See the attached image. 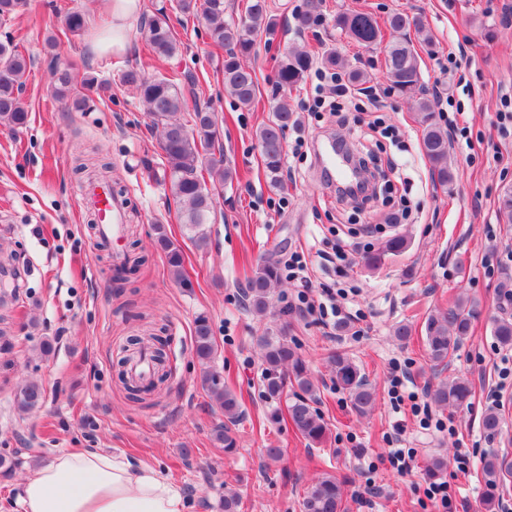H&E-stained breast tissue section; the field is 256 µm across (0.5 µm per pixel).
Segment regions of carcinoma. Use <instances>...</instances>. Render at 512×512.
I'll return each mask as SVG.
<instances>
[{"instance_id":"obj_1","label":"carcinoma","mask_w":512,"mask_h":512,"mask_svg":"<svg viewBox=\"0 0 512 512\" xmlns=\"http://www.w3.org/2000/svg\"><path fill=\"white\" fill-rule=\"evenodd\" d=\"M322 0H306L304 9L295 16V26L306 30L316 25L321 13ZM175 9L187 15H202L206 34L211 43L225 49L223 80L224 91L236 102L250 108L257 97L255 71L247 60L256 55L257 38L271 34L277 28V19L271 14L267 0H249L245 17L240 20L225 18L224 0H177ZM336 28L358 45L372 48L382 40V31L369 13L342 11L336 13ZM392 39L385 57L388 89L394 95L409 98L420 91L415 108L422 127L421 151L430 164L434 180L446 186L454 179V168L449 154L448 131L439 124L434 101L422 91L420 84V56L410 32L429 43L422 20L404 13L389 17ZM65 30L81 35L86 30V18L78 11L65 14ZM146 40L153 55L171 59L179 51V42L174 36L167 14L161 6L147 23ZM313 65L311 52L304 48L286 51L278 65L274 91L279 98L302 84ZM29 60L9 43L0 42V125L19 129L26 125L28 110L21 98L26 80ZM55 94L62 100L73 99L77 106L84 98L75 96L77 77L68 67L53 69ZM124 81L133 87L147 107L151 127L158 134L165 159L164 178L170 192L179 204L178 219L191 233V239L200 247L208 243L204 225L214 215L216 192L238 180L237 170L224 155V126L222 119L208 108L196 107L185 121L177 114L188 107L194 96L197 78L190 72L173 73L170 76L148 75L131 68L126 71ZM294 123V113L281 101L272 108V115L254 132L260 148L265 175L272 187L281 186V172L285 155V133ZM221 158H216V155ZM157 243L164 251L167 263L177 282L183 281V255L164 233L163 226L156 227ZM281 282L278 264L264 262L248 278L243 296L249 310L257 315L267 312L273 288ZM473 304L460 297L446 312L431 313L425 320L424 331L428 355L435 364L448 365L460 345L470 335ZM492 332L503 347H512V314L506 312L492 319ZM264 363L263 385L268 397L279 399L288 385L298 389L287 405L288 418L299 434L312 444L325 440L327 424L316 407V387L308 366L290 344L284 330L263 336L259 340ZM194 352L199 361L208 363L214 352V336L209 319L199 316L194 322ZM336 385L344 390L352 410L364 416L372 409L375 394L366 377L349 357L341 352H332L327 357ZM211 395L224 412V425L215 429V440L224 445V451L236 448V439L231 435L232 427L242 417L241 404L237 396L224 388L220 376L206 370L202 377ZM473 393L471 381L466 377L444 380L429 390L431 402L441 408H461ZM44 400L43 388L35 382L22 383L14 395V406L19 414H26L39 407ZM502 427L499 413L488 410L482 419L483 430L496 435ZM484 490L482 504L485 512H496L507 485L512 483V458L496 449L488 450L480 460ZM344 482L334 475L315 480L304 492L300 502L301 512H343Z\"/></svg>"}]
</instances>
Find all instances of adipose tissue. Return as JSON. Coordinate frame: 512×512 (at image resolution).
Instances as JSON below:
<instances>
[{
  "label": "adipose tissue",
  "mask_w": 512,
  "mask_h": 512,
  "mask_svg": "<svg viewBox=\"0 0 512 512\" xmlns=\"http://www.w3.org/2000/svg\"><path fill=\"white\" fill-rule=\"evenodd\" d=\"M109 27L91 55L126 49L141 0H108ZM19 512H184L181 491L153 465L97 448H63L18 485Z\"/></svg>",
  "instance_id": "1"
}]
</instances>
